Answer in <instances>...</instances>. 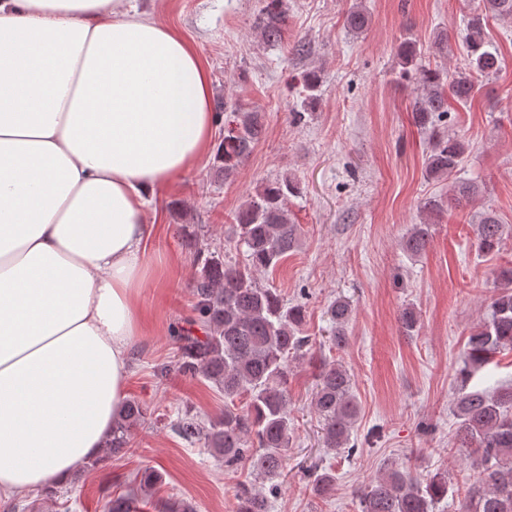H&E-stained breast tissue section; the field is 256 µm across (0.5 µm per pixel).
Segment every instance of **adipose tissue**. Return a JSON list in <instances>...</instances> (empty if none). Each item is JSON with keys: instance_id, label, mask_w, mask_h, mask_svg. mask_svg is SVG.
Listing matches in <instances>:
<instances>
[{"instance_id": "1", "label": "adipose tissue", "mask_w": 512, "mask_h": 512, "mask_svg": "<svg viewBox=\"0 0 512 512\" xmlns=\"http://www.w3.org/2000/svg\"><path fill=\"white\" fill-rule=\"evenodd\" d=\"M211 97L196 45L132 0H0V503L110 437L148 204L211 150Z\"/></svg>"}]
</instances>
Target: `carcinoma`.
Returning <instances> with one entry per match:
<instances>
[{
  "label": "carcinoma",
  "instance_id": "cac0c4a2",
  "mask_svg": "<svg viewBox=\"0 0 512 512\" xmlns=\"http://www.w3.org/2000/svg\"><path fill=\"white\" fill-rule=\"evenodd\" d=\"M512 20V0H481L466 22V66L452 74L436 65L422 63L417 41L406 37L397 49L398 66L414 73L420 94L412 106L414 124L432 129L427 153V178L447 180L456 175L466 141L456 133L444 132L438 122L448 116L449 101L470 102L475 94L476 76L496 74L501 59L487 41L488 18ZM370 12L362 4L347 15L348 28L358 34L368 29ZM287 22L284 0H261L254 24L267 45L282 43ZM322 83L321 71L312 67L302 76L304 98L301 109L292 113L293 122L302 120L312 108ZM224 117V139L214 151L216 175L229 179L252 153L264 131L262 113L250 111L227 99L215 103ZM299 193L298 184L288 178L264 183L250 196L236 215V234L246 247L247 262L233 264L219 252H211L198 270L193 284L195 321L205 329L198 338L190 333L175 336L176 367L184 376H201L224 392V417L205 427L186 413L175 423L177 434L189 443L204 441L224 465L248 462L254 479L237 486V512H267L268 498L257 484L282 477L291 424L288 415V360L308 355L309 339L301 335L304 306L290 304L276 288L259 282V275L275 270L300 242L298 225L286 207L288 196ZM432 225H413L404 241L411 254L424 251ZM503 224L491 212H482L476 225L477 247L492 252L502 242ZM498 287L491 298L487 319L475 326L464 351L460 371L461 387L455 402V440L472 449L481 469V484L473 487L459 504L458 512H512V386L495 390H464L471 369L485 367L498 354L512 351V267L497 273ZM353 304L339 298L327 309L332 345L338 349L348 342V325ZM246 400V409L235 401ZM312 404L323 420V442L329 451L357 452L349 445L350 431L358 415L348 370L333 361L323 362L316 374ZM148 420V410L129 400L112 426L105 451L123 452L134 429ZM314 494L326 497L336 489V474L330 469H309ZM161 473H141L138 498L118 495L108 503L107 512H140L150 502ZM448 497V476L436 473L419 479L404 468H392L368 484L358 495L360 512H434L436 504Z\"/></svg>",
  "mask_w": 512,
  "mask_h": 512
}]
</instances>
